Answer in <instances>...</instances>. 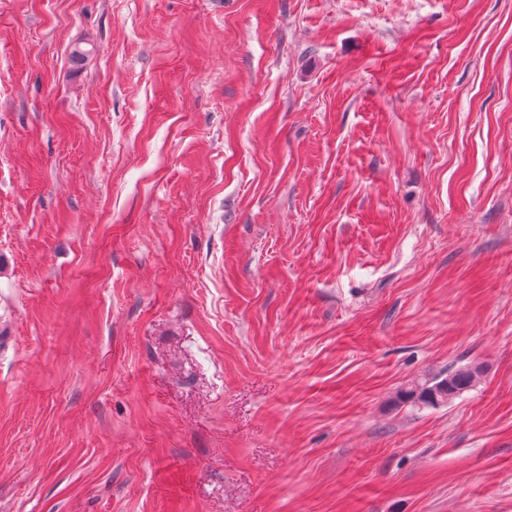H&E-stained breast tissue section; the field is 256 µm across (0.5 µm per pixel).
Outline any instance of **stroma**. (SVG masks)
<instances>
[{
  "mask_svg": "<svg viewBox=\"0 0 512 512\" xmlns=\"http://www.w3.org/2000/svg\"><path fill=\"white\" fill-rule=\"evenodd\" d=\"M0 512H512V0H0ZM480 367H463L448 370V375L436 377L430 383L417 384L399 395L402 402L415 401L436 406L445 404L471 389L479 380Z\"/></svg>",
  "mask_w": 512,
  "mask_h": 512,
  "instance_id": "35a3bbf8",
  "label": "stroma"
}]
</instances>
